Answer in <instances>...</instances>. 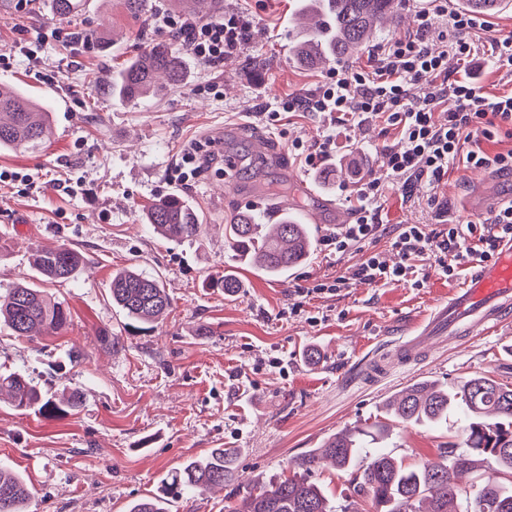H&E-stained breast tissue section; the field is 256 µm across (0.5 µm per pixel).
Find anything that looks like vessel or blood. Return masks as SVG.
Returning a JSON list of instances; mask_svg holds the SVG:
<instances>
[{
  "label": "vessel or blood",
  "instance_id": "b4317fda",
  "mask_svg": "<svg viewBox=\"0 0 512 512\" xmlns=\"http://www.w3.org/2000/svg\"><path fill=\"white\" fill-rule=\"evenodd\" d=\"M512 320V240L503 243L495 262L476 266L465 283L428 317L411 327L393 353L400 365L431 357L442 338L456 341L495 331Z\"/></svg>",
  "mask_w": 512,
  "mask_h": 512
}]
</instances>
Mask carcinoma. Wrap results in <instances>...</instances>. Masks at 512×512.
<instances>
[{
    "mask_svg": "<svg viewBox=\"0 0 512 512\" xmlns=\"http://www.w3.org/2000/svg\"><path fill=\"white\" fill-rule=\"evenodd\" d=\"M394 0H299L292 15L299 38L294 42L295 62L309 69L326 63L349 64L376 36ZM505 0H464V7L495 13ZM78 0H49V9L66 18ZM173 36L153 42L128 57L112 72V96L129 100L149 94L163 83L179 87L186 78L184 59ZM51 134L50 107L0 85V150L39 147ZM143 220L167 240L193 241L201 236L203 215L187 199L171 194L152 203ZM225 238L235 257L270 276H283L303 263L314 241L308 225L288 212L275 224L258 216L237 213L225 224ZM77 249L59 246L35 251L30 264L46 280L65 282L85 265ZM112 304L127 319L154 324L166 317L172 302L162 279L135 268L112 274ZM14 335L34 338L43 327L65 330L70 310L49 298L32 282L22 280L0 294V323ZM11 404L43 417L66 415L83 405L77 388L62 398L42 391L25 373L0 372V394ZM395 417L427 427L448 423L458 415L463 422L461 441L440 449L435 460L405 467L382 446L388 439L382 423L368 429L356 426L330 436L289 466L292 475L249 487L228 512H338L324 488L308 480L311 472L327 464L348 474L355 487L371 502L373 512H512V387L485 374L453 383L418 381L387 404ZM236 452L215 448L200 459H189L166 474L157 493L131 504L128 512H172L185 496L204 492L235 480ZM485 474L470 486L460 475L476 466ZM31 491L15 470L0 467V512H26Z\"/></svg>",
    "mask_w": 512,
    "mask_h": 512,
    "instance_id": "cac0c4a2",
    "label": "carcinoma"
}]
</instances>
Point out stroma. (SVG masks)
<instances>
[{
  "instance_id": "35a3bbf8",
  "label": "stroma",
  "mask_w": 512,
  "mask_h": 512,
  "mask_svg": "<svg viewBox=\"0 0 512 512\" xmlns=\"http://www.w3.org/2000/svg\"><path fill=\"white\" fill-rule=\"evenodd\" d=\"M295 2L217 0L213 17L239 13L255 22L239 54L209 67L187 58L182 86L119 100L108 90L113 70L160 36L124 0H84L67 18L54 16L44 0L21 11L14 0H0V51L13 52L0 82L47 102L53 120L39 149L0 152V168L42 173L30 193L0 187V289L30 276L28 258L41 248L63 244L88 260L73 280L45 286L69 307L67 330L27 341L0 326L1 370L29 374L58 395L76 387L85 397L78 411L55 418L0 399V465L29 483V512H128L132 501L156 493L161 476L214 448L238 449L242 479H273L332 434L384 420L387 400L417 381L488 374L512 385L509 324L465 344L448 342L431 358L392 367L379 382L365 379V360L391 347L458 283L440 275L431 256L417 262L416 287L359 284L352 279L357 265L372 254L399 262L392 246L398 225L440 231L429 199L453 219L486 221L465 206L482 173L461 167L439 186L422 179L404 193L382 158L397 132L377 120L351 130L330 160L333 181L316 182L292 145H310L321 134L317 116L293 112L273 125L258 118L276 100L314 89L327 72L294 61ZM85 34L90 42H82ZM33 41L36 54L16 53ZM229 129L232 148H219L216 163L181 189L204 216L202 236L178 242L154 234L142 213L172 193L175 159ZM258 133L284 154L292 177L273 162L249 166ZM65 178L81 179L83 192L58 191ZM368 179L382 189L385 229L360 249L341 256L325 249L334 230L315 224L308 260L286 277L270 279L236 262L224 238L232 214L256 212L272 224L286 196L296 199L303 221L316 197L351 213ZM229 182L234 190H226ZM125 267L161 277L172 301L164 320L133 323L113 305L112 274ZM228 267L242 284L233 297L211 285ZM339 276L349 278L348 287L315 292ZM276 358L284 369L273 367ZM460 426L455 416L438 430L393 420L389 448L407 465L433 460L460 440Z\"/></svg>"
}]
</instances>
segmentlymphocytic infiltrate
I'll return each instance as SVG.
<instances>
[{"label": "lymphocytic infiltrate", "instance_id": "f902f5d3", "mask_svg": "<svg viewBox=\"0 0 512 512\" xmlns=\"http://www.w3.org/2000/svg\"><path fill=\"white\" fill-rule=\"evenodd\" d=\"M415 14L413 35L395 39L373 52L367 66L329 68L320 85L311 92L276 101L268 111L270 121L281 113L317 114L325 132L312 150L302 156L307 169L319 168L336 152L338 129L375 119L395 127L396 146L386 152L387 168L403 189L413 181L441 182L450 168L496 167L512 169V150L488 153L483 140L497 131L512 138V92H483L467 67L474 48L466 33L488 31V21L466 12H449L447 0H429ZM444 15L458 34L450 50L435 52L429 46L432 18ZM161 29L180 32L182 45L199 62L213 65L238 52L253 26L252 20L231 13L204 22L186 17L156 19ZM456 68H449V61ZM453 100L447 119L435 111L444 100ZM357 219L336 236L326 238L325 247L337 253L373 239L382 221L381 191L377 182L362 183L357 190ZM512 240V203L503 205L488 232H479L473 222H449L446 230L432 234L423 224H403L393 242L401 261L388 265L377 255L359 264L354 276L360 283L389 285L408 279L416 271L415 260L433 253L443 276L455 278L473 263L490 261L503 241Z\"/></svg>", "mask_w": 512, "mask_h": 512}]
</instances>
